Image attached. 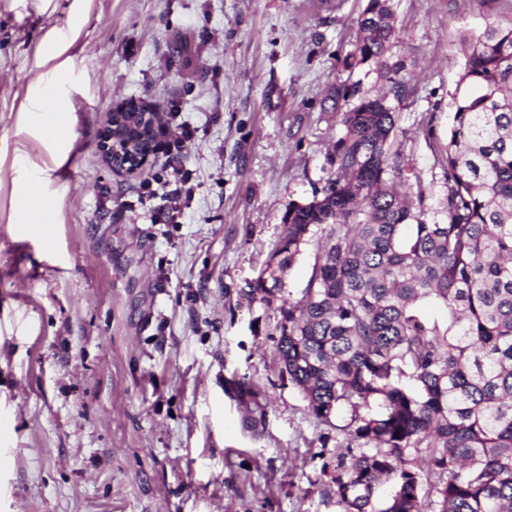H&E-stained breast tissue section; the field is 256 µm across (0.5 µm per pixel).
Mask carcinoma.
Masks as SVG:
<instances>
[{
  "mask_svg": "<svg viewBox=\"0 0 512 512\" xmlns=\"http://www.w3.org/2000/svg\"><path fill=\"white\" fill-rule=\"evenodd\" d=\"M352 73L373 65V94L329 93L342 131L321 194L288 207L252 286L276 306L282 374L312 414L354 447L331 475L342 512H512V22L464 41L454 125L442 156L447 222L424 219L394 149L407 80L390 69L389 0H367ZM316 241L296 301L284 277ZM424 300L447 319L425 317Z\"/></svg>",
  "mask_w": 512,
  "mask_h": 512,
  "instance_id": "obj_1",
  "label": "carcinoma"
}]
</instances>
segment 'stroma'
I'll list each match as a JSON object with an SVG mask.
<instances>
[{
    "label": "stroma",
    "mask_w": 512,
    "mask_h": 512,
    "mask_svg": "<svg viewBox=\"0 0 512 512\" xmlns=\"http://www.w3.org/2000/svg\"><path fill=\"white\" fill-rule=\"evenodd\" d=\"M365 4L0 0V512H340L322 469L346 437L282 376L279 313L250 286L289 205L330 175L327 90L383 85L342 66ZM392 9L386 61L411 84L397 144L425 220L442 223L461 43L512 21V0ZM50 80L77 116L69 145L27 120ZM130 98L176 108L193 133L177 219L163 153L131 174L99 148ZM36 168L48 235L19 221Z\"/></svg>",
    "instance_id": "1"
}]
</instances>
